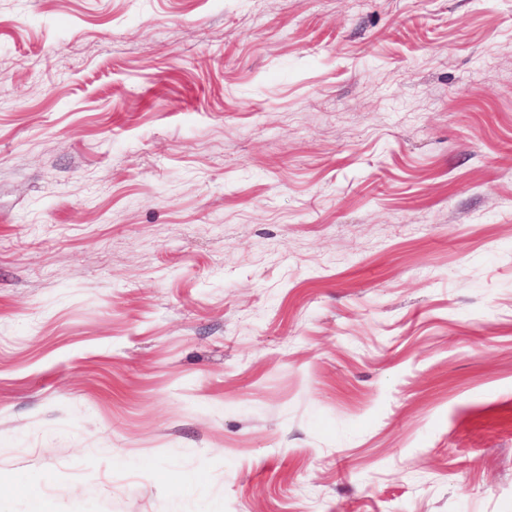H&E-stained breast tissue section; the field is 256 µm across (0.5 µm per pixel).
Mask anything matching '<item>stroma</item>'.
Wrapping results in <instances>:
<instances>
[{"label":"stroma","mask_w":512,"mask_h":512,"mask_svg":"<svg viewBox=\"0 0 512 512\" xmlns=\"http://www.w3.org/2000/svg\"><path fill=\"white\" fill-rule=\"evenodd\" d=\"M0 512H512V0H0Z\"/></svg>","instance_id":"35a3bbf8"}]
</instances>
